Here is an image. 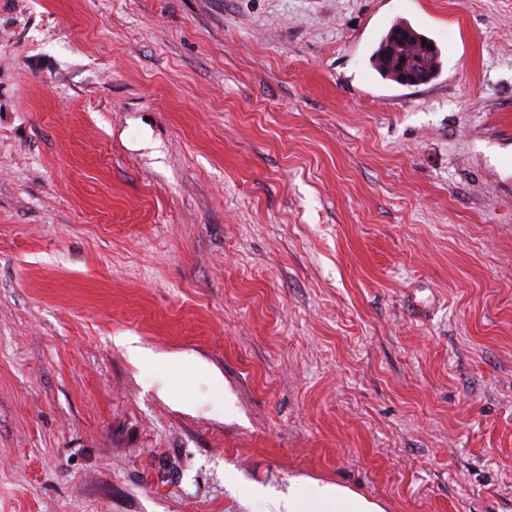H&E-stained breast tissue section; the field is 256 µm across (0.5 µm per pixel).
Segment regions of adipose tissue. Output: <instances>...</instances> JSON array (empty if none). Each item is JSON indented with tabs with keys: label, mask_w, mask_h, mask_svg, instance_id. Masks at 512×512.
Here are the masks:
<instances>
[{
	"label": "adipose tissue",
	"mask_w": 512,
	"mask_h": 512,
	"mask_svg": "<svg viewBox=\"0 0 512 512\" xmlns=\"http://www.w3.org/2000/svg\"><path fill=\"white\" fill-rule=\"evenodd\" d=\"M284 512H384L372 501L340 485L305 481L292 489L283 503Z\"/></svg>",
	"instance_id": "1"
}]
</instances>
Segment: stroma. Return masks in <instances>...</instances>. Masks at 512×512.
Masks as SVG:
<instances>
[{
	"label": "stroma",
	"mask_w": 512,
	"mask_h": 512,
	"mask_svg": "<svg viewBox=\"0 0 512 512\" xmlns=\"http://www.w3.org/2000/svg\"><path fill=\"white\" fill-rule=\"evenodd\" d=\"M306 479L512 512V0H0V512ZM422 39H426L427 45L422 43ZM430 45H433V49H428ZM401 55L403 57L399 58ZM416 56H420L424 63L417 71L412 68L409 60L406 61ZM371 59L372 67L382 78L405 86H413V77L420 74L429 82L435 77L441 63L436 44L408 25L392 26L381 39Z\"/></svg>",
	"instance_id": "35a3bbf8"
}]
</instances>
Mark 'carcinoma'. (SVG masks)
<instances>
[{
    "label": "carcinoma",
    "instance_id": "cac0c4a2",
    "mask_svg": "<svg viewBox=\"0 0 512 512\" xmlns=\"http://www.w3.org/2000/svg\"><path fill=\"white\" fill-rule=\"evenodd\" d=\"M424 35L408 25H394L372 54L373 68L389 81L409 86L413 77L431 80L440 68V51L432 40L422 43Z\"/></svg>",
    "mask_w": 512,
    "mask_h": 512
}]
</instances>
